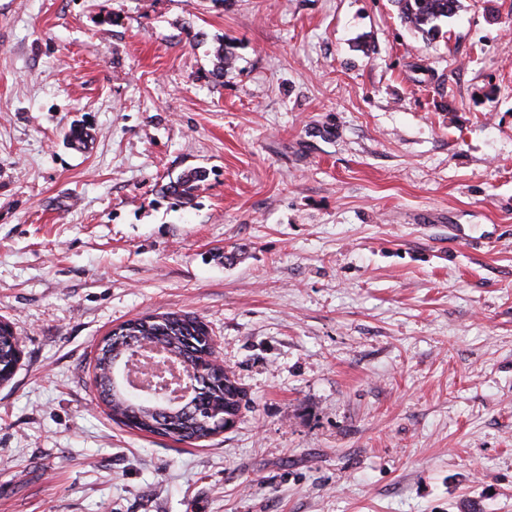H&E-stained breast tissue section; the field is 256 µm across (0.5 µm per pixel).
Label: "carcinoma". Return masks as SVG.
Wrapping results in <instances>:
<instances>
[{
	"mask_svg": "<svg viewBox=\"0 0 512 512\" xmlns=\"http://www.w3.org/2000/svg\"><path fill=\"white\" fill-rule=\"evenodd\" d=\"M400 18L414 31L429 36L439 31V23L454 17L461 8L460 0H392ZM212 75L224 77V68L233 53L224 43L214 51ZM208 178L207 170L191 168L161 185L160 192L178 202L190 205L196 192ZM134 331L130 339L108 337L98 349L92 383L97 397L112 413V418L130 428L169 437L176 442L203 441L224 430L226 419L238 417L243 397L231 372L211 358L215 342L207 327L188 314L168 313L126 321ZM148 341L169 354V362L196 376L201 394L194 399L188 418L180 407L170 405L176 387H159L161 394L136 402L127 389L113 380L116 362L129 367L134 353ZM20 348L11 326L0 320V368L6 370L19 361Z\"/></svg>",
	"mask_w": 512,
	"mask_h": 512,
	"instance_id": "obj_1",
	"label": "carcinoma"
}]
</instances>
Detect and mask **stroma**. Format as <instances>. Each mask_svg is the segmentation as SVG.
I'll use <instances>...</instances> for the list:
<instances>
[{
  "instance_id": "35a3bbf8",
  "label": "stroma",
  "mask_w": 512,
  "mask_h": 512,
  "mask_svg": "<svg viewBox=\"0 0 512 512\" xmlns=\"http://www.w3.org/2000/svg\"><path fill=\"white\" fill-rule=\"evenodd\" d=\"M169 312L246 395L205 441L95 399ZM0 320V512H512V0H0ZM400 18L414 31L430 36L439 31V23L454 17L460 0H392ZM208 178V172L203 168H191L180 173L175 179H170L161 185L160 192L164 196H170L181 204L191 205L196 197V192ZM19 354L20 348L11 326L0 320V369L6 371L13 365L16 368Z\"/></svg>"
}]
</instances>
